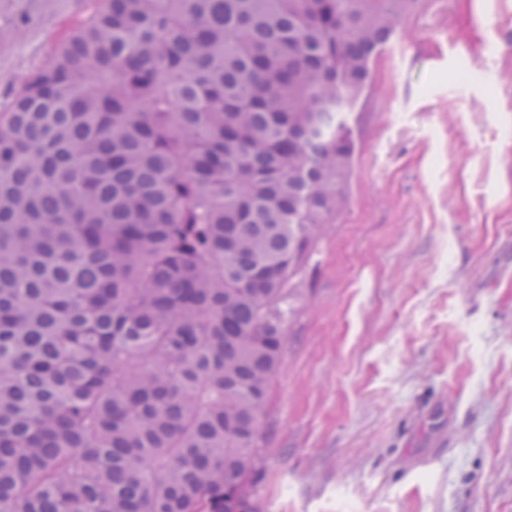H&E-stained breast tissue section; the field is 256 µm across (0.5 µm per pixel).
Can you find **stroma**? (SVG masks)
I'll list each match as a JSON object with an SVG mask.
<instances>
[{
  "instance_id": "35a3bbf8",
  "label": "stroma",
  "mask_w": 512,
  "mask_h": 512,
  "mask_svg": "<svg viewBox=\"0 0 512 512\" xmlns=\"http://www.w3.org/2000/svg\"><path fill=\"white\" fill-rule=\"evenodd\" d=\"M92 0H0V103ZM512 0H440L373 68L312 244L258 512H512Z\"/></svg>"
}]
</instances>
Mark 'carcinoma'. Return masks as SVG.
<instances>
[{
    "instance_id": "obj_1",
    "label": "carcinoma",
    "mask_w": 512,
    "mask_h": 512,
    "mask_svg": "<svg viewBox=\"0 0 512 512\" xmlns=\"http://www.w3.org/2000/svg\"><path fill=\"white\" fill-rule=\"evenodd\" d=\"M422 0H94L0 108V512H256L290 285Z\"/></svg>"
}]
</instances>
